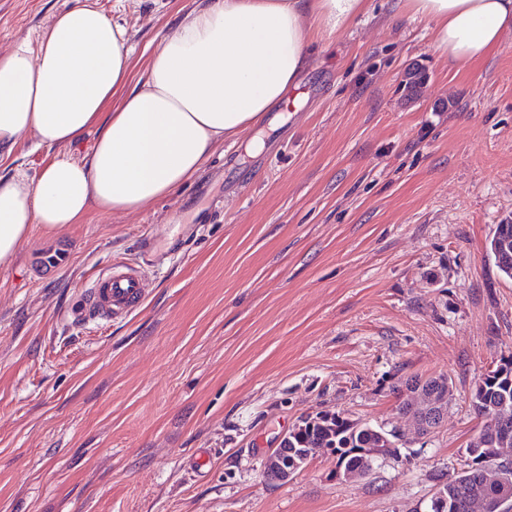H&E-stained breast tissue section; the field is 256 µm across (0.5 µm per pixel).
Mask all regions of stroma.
I'll list each match as a JSON object with an SVG mask.
<instances>
[{"label":"stroma","mask_w":512,"mask_h":512,"mask_svg":"<svg viewBox=\"0 0 512 512\" xmlns=\"http://www.w3.org/2000/svg\"><path fill=\"white\" fill-rule=\"evenodd\" d=\"M74 0H0V45ZM190 0H99L135 47L128 86ZM372 0L319 44L295 102L132 216L34 231L0 266V512H418L466 463L474 381L512 355V279L487 253L512 220V34L468 67L423 19ZM424 79L409 97V73ZM55 156L25 140L0 175ZM163 264L112 326L65 324L89 278ZM67 244V264L31 259ZM453 381L444 424L399 412L404 381ZM406 434L365 479L310 458L267 479L276 439L319 412Z\"/></svg>","instance_id":"obj_1"}]
</instances>
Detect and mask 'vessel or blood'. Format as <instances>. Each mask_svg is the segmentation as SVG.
<instances>
[{"label":"vessel or blood","mask_w":512,"mask_h":512,"mask_svg":"<svg viewBox=\"0 0 512 512\" xmlns=\"http://www.w3.org/2000/svg\"><path fill=\"white\" fill-rule=\"evenodd\" d=\"M149 281L141 264L119 260L99 273L64 317L75 324H111L129 316L147 297Z\"/></svg>","instance_id":"1"}]
</instances>
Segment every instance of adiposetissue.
<instances>
[{"label":"adipose tissue","instance_id":"1","mask_svg":"<svg viewBox=\"0 0 512 512\" xmlns=\"http://www.w3.org/2000/svg\"><path fill=\"white\" fill-rule=\"evenodd\" d=\"M369 0H202L187 10L125 92L134 48L98 0H76L37 40L0 48V156L34 138L55 150L35 176L0 178V264L34 230L53 235L91 212L132 214L183 188L215 147L286 102L311 46L341 34ZM462 66L512 30V0H401ZM82 160L63 154L91 126Z\"/></svg>","mask_w":512,"mask_h":512}]
</instances>
